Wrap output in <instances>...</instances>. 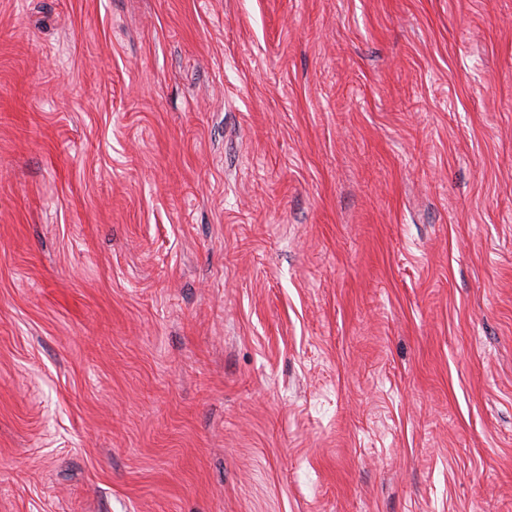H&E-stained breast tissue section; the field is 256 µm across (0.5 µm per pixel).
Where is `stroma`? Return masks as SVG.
I'll use <instances>...</instances> for the list:
<instances>
[{
	"label": "stroma",
	"mask_w": 512,
	"mask_h": 512,
	"mask_svg": "<svg viewBox=\"0 0 512 512\" xmlns=\"http://www.w3.org/2000/svg\"><path fill=\"white\" fill-rule=\"evenodd\" d=\"M0 512H512V0H0Z\"/></svg>",
	"instance_id": "1"
}]
</instances>
